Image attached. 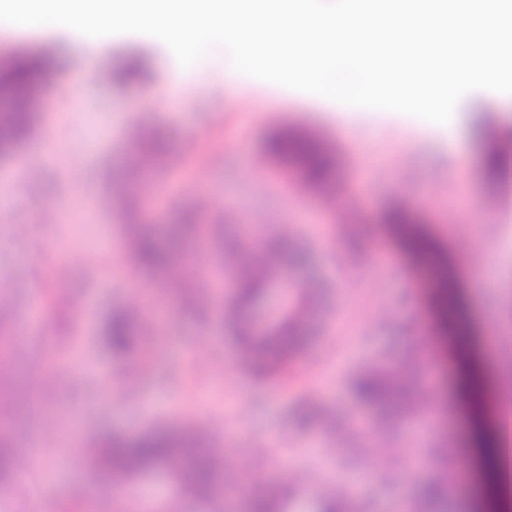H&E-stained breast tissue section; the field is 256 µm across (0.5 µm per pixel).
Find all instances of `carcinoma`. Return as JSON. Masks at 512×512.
<instances>
[{
	"mask_svg": "<svg viewBox=\"0 0 512 512\" xmlns=\"http://www.w3.org/2000/svg\"><path fill=\"white\" fill-rule=\"evenodd\" d=\"M141 57L125 62L123 76L138 79L144 70ZM44 60L27 53L0 54V92L17 97L19 105L12 112L0 113V155H7L26 143L35 130L36 116L20 106L31 97L45 73ZM142 166L151 167L163 162L169 152L163 132L151 130L144 134ZM267 153L299 170L312 184L328 180L335 169L336 159L319 141L294 128L279 127L267 139ZM488 178L497 180L507 174L509 162L497 152L484 158ZM384 221L393 224L402 237L412 258L420 265L438 272L434 280V299L442 326L451 328L448 319L453 317L456 298L448 278L441 273L444 259L434 241L419 228L413 226L411 214L405 210L388 212ZM128 261L138 272L154 282H167V291L187 306L197 301L190 294L194 271L169 279L174 260L169 252L157 243L152 226L130 224ZM280 255L292 251V240L282 236L275 242H260L253 249V261L241 274L234 297L224 313L233 326L236 338L246 358V366L258 376L279 373L300 352V337L296 336L308 310L307 296L298 292L296 305L286 309L280 318L263 330L257 329L252 311L265 296V290L277 280L271 263L270 252ZM141 331L138 308L134 305L111 317L106 325V336L113 349L124 351L129 347L131 336ZM359 397L378 408L376 427L381 428L394 414L407 411L415 414L422 403L410 406L406 402V385L402 372L386 365H376L357 384ZM483 448V463L487 471L495 470L497 438L486 432L479 439ZM12 436L0 435V485L10 483L16 474L17 453ZM92 462L112 475L119 483L157 469L170 472L179 493L220 508L224 500V449L217 446L213 436L204 428L191 426L176 430L156 429L137 439L112 437L96 440L88 449ZM254 512H288L287 500L281 497H257Z\"/></svg>",
	"mask_w": 512,
	"mask_h": 512,
	"instance_id": "1",
	"label": "carcinoma"
}]
</instances>
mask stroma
I'll use <instances>...</instances> for the list:
<instances>
[{
  "label": "stroma",
  "instance_id": "1",
  "mask_svg": "<svg viewBox=\"0 0 512 512\" xmlns=\"http://www.w3.org/2000/svg\"><path fill=\"white\" fill-rule=\"evenodd\" d=\"M94 50L75 48L56 25L37 37L0 41V51L45 53L54 60L44 106L32 137L0 158V182L10 185L0 207V396L12 398L5 430L31 468L20 491L0 488L11 512H162L175 496L158 498L136 479V495L112 496V477L89 461L84 434L137 437L156 428L207 422L217 441L242 448L248 463L245 494L236 512H250L253 498L284 489L294 473L291 512H315L303 487L325 488L344 478L353 512H391L396 499L421 512H459L442 498L421 505L419 490L436 480L445 458L457 462L460 498L493 494L495 482H478V419L498 428L512 416V223L498 220L500 188L484 172L489 137L480 121L512 130V106L485 91L465 94L448 124L423 126L416 117L356 108L336 112L326 102L283 86L253 92L242 76L236 91L224 86L229 52L211 47L203 56L198 88L173 100L168 89L182 67L160 40L138 33L94 38ZM144 56L147 78L136 84L99 83L126 55ZM276 125L320 136L336 156V176L321 190L297 192L298 177L264 153ZM158 128L170 139L168 167L150 172L153 198L130 200L127 187L140 176L129 127ZM41 165L38 182L24 170ZM261 160L252 170V160ZM406 190H399V183ZM211 198L201 220L224 227L231 267L249 263L250 228L263 220L268 235L287 228L306 260L284 265L287 278L316 289V313L300 334L303 349L279 379L259 380L245 368L238 343L220 315L230 286L212 289L205 317L160 300L164 314L149 343L134 340L126 355L112 352L108 317L132 298L156 296L146 275L122 266L125 226L135 216L156 225L159 245L174 254L201 253L202 237L180 230L183 212ZM335 197L340 208L327 206ZM55 205L57 221L41 224L39 211ZM409 207L448 257L458 285L461 335L439 327L432 305V271L415 266L388 225L387 211ZM457 223H449V214ZM480 241L483 258L461 250L463 239ZM68 265L56 281L53 270ZM374 364L405 371L414 392L429 396L416 419H399L373 431L375 411L358 402L354 377ZM56 380L42 387L45 370ZM482 374L485 400L472 407L456 393L458 380ZM313 403L336 419L351 417L360 434L327 426H303L298 407ZM433 464L415 472L418 451ZM60 474L62 490L47 489V469Z\"/></svg>",
  "mask_w": 512,
  "mask_h": 512
}]
</instances>
